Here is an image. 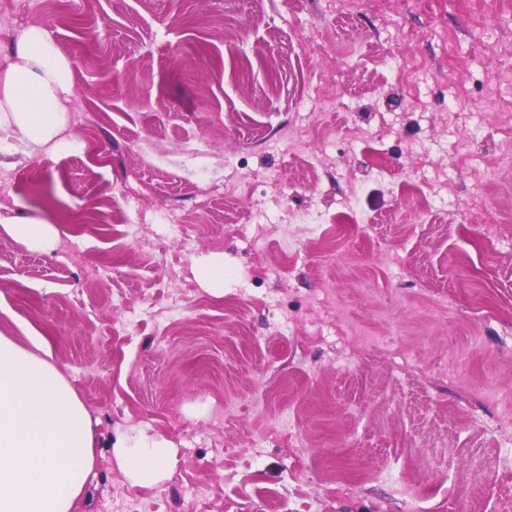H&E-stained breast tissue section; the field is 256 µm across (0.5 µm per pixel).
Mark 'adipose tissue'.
<instances>
[{
	"label": "adipose tissue",
	"mask_w": 512,
	"mask_h": 512,
	"mask_svg": "<svg viewBox=\"0 0 512 512\" xmlns=\"http://www.w3.org/2000/svg\"><path fill=\"white\" fill-rule=\"evenodd\" d=\"M73 94L70 61L49 31L30 26L0 69V143L56 152ZM5 231L30 249L58 241L50 224L16 218ZM93 419L50 358L0 336V512H73L94 465ZM173 444L160 436H123L112 458L135 485L168 475Z\"/></svg>",
	"instance_id": "obj_1"
}]
</instances>
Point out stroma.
Listing matches in <instances>:
<instances>
[{
    "label": "stroma",
    "instance_id": "1",
    "mask_svg": "<svg viewBox=\"0 0 512 512\" xmlns=\"http://www.w3.org/2000/svg\"><path fill=\"white\" fill-rule=\"evenodd\" d=\"M327 2L0 8V67L32 25L71 62L69 148L0 153V218L60 232L43 252L0 228V335L38 339L93 418L75 512H112L116 486L143 512H493L512 492V468L491 467L512 455V159L444 189L449 166L512 140L494 115L512 99V0ZM326 70L305 145L275 149ZM475 113L489 133L470 141ZM427 163L428 199L401 183ZM478 181L486 221L472 224ZM352 208L370 223L299 231ZM120 216L141 238L118 234ZM74 238L110 262L106 283L68 260ZM212 254L219 292L196 276ZM135 433L176 449L157 485L112 459Z\"/></svg>",
    "mask_w": 512,
    "mask_h": 512
}]
</instances>
